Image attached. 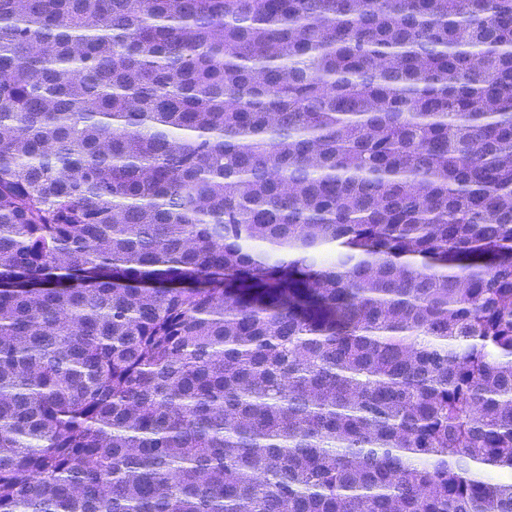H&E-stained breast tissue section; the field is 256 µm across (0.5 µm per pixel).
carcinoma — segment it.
<instances>
[{
	"mask_svg": "<svg viewBox=\"0 0 512 512\" xmlns=\"http://www.w3.org/2000/svg\"><path fill=\"white\" fill-rule=\"evenodd\" d=\"M491 470L512 0H0V512H512Z\"/></svg>",
	"mask_w": 512,
	"mask_h": 512,
	"instance_id": "cac0c4a2",
	"label": "carcinoma"
}]
</instances>
